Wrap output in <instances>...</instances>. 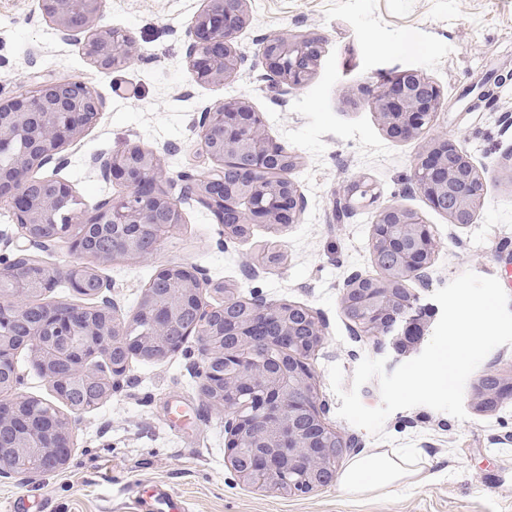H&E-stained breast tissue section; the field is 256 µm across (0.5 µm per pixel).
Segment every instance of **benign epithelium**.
<instances>
[{
  "mask_svg": "<svg viewBox=\"0 0 512 512\" xmlns=\"http://www.w3.org/2000/svg\"><path fill=\"white\" fill-rule=\"evenodd\" d=\"M246 0H206L205 8L186 30V60L193 80L201 85L222 83L236 74L242 57L234 48L247 23ZM41 17L66 43L82 45L84 54L103 74L140 60L130 51L131 37L98 25L101 0H38ZM269 77L283 94L303 87L321 55L320 40L281 32L259 43ZM11 94L0 88V203L11 209L16 224L52 221L73 187L54 177L36 179L33 171L67 164L66 146L94 125L105 109L104 99L81 79H37ZM364 103L375 112L391 140L421 137L434 127L442 110L440 88L422 73L394 70L369 85ZM204 172L177 175L182 191L164 196L161 182L169 179L161 152L141 144L111 154L95 155L90 166L123 190L55 224L48 236L21 231L26 245L18 251L49 250L69 241L75 261L67 266H17L18 256L0 253V477L30 483L64 468L74 448L72 418L59 412L32 414L36 398L19 392L24 378L17 353L30 351L32 368L56 397L82 414L112 395L125 376L130 359L153 350L168 357L195 341L202 357L200 388L209 404L224 411L228 458L240 481L262 490L307 494L335 481L340 461L358 442L329 426L319 402L316 377L309 359L324 343L325 326L309 308L275 304L261 294L246 300L224 292V303L210 304L207 282L186 264L161 267L178 287L164 303L145 291L126 318L109 296L112 281L100 274H80L93 257L104 263L132 256L149 261L158 245L182 223L180 203L195 198L215 218L220 235L240 237L250 224L288 226L300 223L305 200L285 170L287 149L270 137L260 112L245 99L204 108L194 118ZM413 188L454 224H471L485 198L482 171L463 148L444 134H431L412 167ZM370 187L354 182L344 207L367 197ZM94 232L110 233L108 250L85 247ZM438 247L428 225L397 203L382 205L372 225V248L382 270L377 279L350 275L343 284L341 305L359 336L381 340L392 335L401 353L417 349L428 322L423 309L412 308L418 295L407 288L429 282V268ZM73 282L74 292L95 299L91 306L71 302L33 303L32 295L54 282ZM146 319L150 329L135 334V323ZM275 324L292 350L272 356L277 339L261 336ZM479 407L496 408L512 399V373L492 370L476 387ZM37 457L41 466L26 469L19 461ZM304 459L315 480L296 477L295 462Z\"/></svg>",
  "mask_w": 512,
  "mask_h": 512,
  "instance_id": "1",
  "label": "benign epithelium"
}]
</instances>
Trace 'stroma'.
Instances as JSON below:
<instances>
[{"instance_id": "35a3bbf8", "label": "stroma", "mask_w": 512, "mask_h": 512, "mask_svg": "<svg viewBox=\"0 0 512 512\" xmlns=\"http://www.w3.org/2000/svg\"><path fill=\"white\" fill-rule=\"evenodd\" d=\"M204 0H106L101 25L129 33L143 59L104 75L80 45L59 40L36 0H0V81L18 89L29 72L79 78L106 103L99 122L64 150L67 166L39 169L72 184L86 206L118 192L88 166L90 158L129 144L171 145L168 176L198 163L192 121L205 107L247 99L269 135L298 156L290 177L306 200L300 223L251 225L246 238L220 239L211 213L182 201L183 222L153 260H115L98 268L114 284L121 316L137 307L160 266H195L213 287L247 298L306 306L326 322L324 344L310 365L327 423L359 440L351 456L385 451L417 462L413 483L352 496L339 485L306 495L261 491L242 483L227 459L224 414L201 393L196 346L162 360L132 358L120 390L78 415L71 459L62 470L22 484L0 480V512H131L132 496L154 486L180 496L189 512H512V400L495 410L473 394L490 370L512 371V345L492 350L468 378L466 420L416 406L392 413L387 441L337 415L341 405L328 369L340 365L351 388L363 357L385 359L386 372L404 363L392 340L376 344L353 333L340 307L345 279L378 277L371 245L380 205L396 202L417 213L438 242L428 287L419 300L437 324L434 291L464 272L497 278L512 295V0H246L248 21L234 46L244 61L224 82L196 84L187 69L186 31ZM287 31L317 36L322 52L309 83L290 94L267 77L258 42ZM396 69H415L436 83L444 107L433 130L459 142L482 170L486 194L470 224L451 223L411 188L412 165L427 142L390 140L357 88ZM371 184L376 201L336 217L347 184ZM276 249L278 263L258 276L244 272Z\"/></svg>"}]
</instances>
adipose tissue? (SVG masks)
<instances>
[{
  "instance_id": "adipose-tissue-1",
  "label": "adipose tissue",
  "mask_w": 512,
  "mask_h": 512,
  "mask_svg": "<svg viewBox=\"0 0 512 512\" xmlns=\"http://www.w3.org/2000/svg\"><path fill=\"white\" fill-rule=\"evenodd\" d=\"M417 474L412 461L374 452L354 458L343 472L340 486L349 494L367 495L413 481Z\"/></svg>"
}]
</instances>
